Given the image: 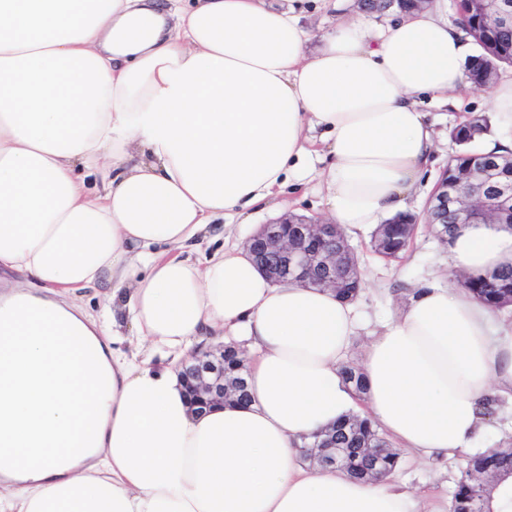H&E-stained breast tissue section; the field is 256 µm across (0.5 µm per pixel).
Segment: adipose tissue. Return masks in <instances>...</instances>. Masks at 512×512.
Returning a JSON list of instances; mask_svg holds the SVG:
<instances>
[{"mask_svg":"<svg viewBox=\"0 0 512 512\" xmlns=\"http://www.w3.org/2000/svg\"><path fill=\"white\" fill-rule=\"evenodd\" d=\"M468 56L435 4L313 37L284 0H0V512H422L309 468L303 440L361 412L418 457L478 453L512 396V323L415 288L366 346L360 398L341 375L356 303L272 283L243 246L192 253L282 192L312 132L334 224L404 212L433 150L420 100L469 87ZM446 248L459 273L507 270L512 227ZM90 288L177 360L246 349L248 402L194 413L176 367L113 348Z\"/></svg>","mask_w":512,"mask_h":512,"instance_id":"ef3b65f1","label":"adipose tissue"}]
</instances>
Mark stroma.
<instances>
[{
    "mask_svg": "<svg viewBox=\"0 0 512 512\" xmlns=\"http://www.w3.org/2000/svg\"><path fill=\"white\" fill-rule=\"evenodd\" d=\"M334 4L335 0H295L294 7L304 27L314 34L330 23L347 20L357 14L354 0H345L343 8L339 10L335 9ZM422 109L433 124L434 148L430 163L408 200V212L419 218L409 248L401 258L387 260L372 248V228L363 227L346 235L358 256L365 284L358 298L364 325L347 357L348 363L354 365L359 364L363 347L371 335L379 331L382 323L408 299L415 287L425 282L445 285L454 280L445 246L424 221L427 200L449 160L459 151L451 138V130L470 116L486 114L491 119L492 139L512 137V127L502 124L498 112L477 90L462 93L455 103L448 105L424 101ZM283 211L324 219L325 207L317 173H309L300 186H288L286 193L277 201L258 205L253 209L249 223L216 224L212 232L222 237L225 247L242 246L263 224L277 219ZM467 458V453L460 452L451 457L435 454L423 461L405 450L401 453V464L392 480L422 497L436 512H442L451 499Z\"/></svg>",
    "mask_w": 512,
    "mask_h": 512,
    "instance_id": "stroma-1",
    "label": "stroma"
}]
</instances>
